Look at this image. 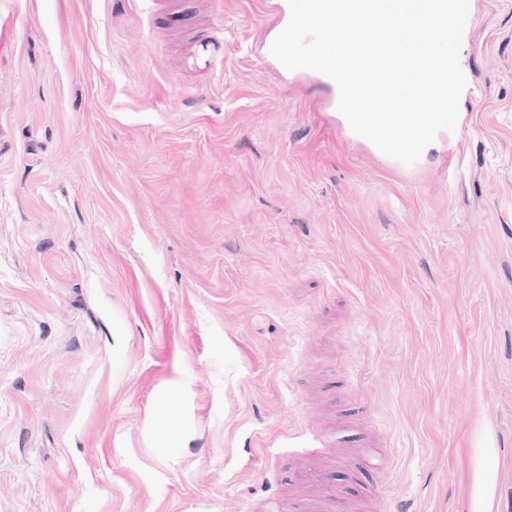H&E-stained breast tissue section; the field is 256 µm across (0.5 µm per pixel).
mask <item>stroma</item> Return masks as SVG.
I'll return each mask as SVG.
<instances>
[{"label": "stroma", "mask_w": 512, "mask_h": 512, "mask_svg": "<svg viewBox=\"0 0 512 512\" xmlns=\"http://www.w3.org/2000/svg\"><path fill=\"white\" fill-rule=\"evenodd\" d=\"M470 13L407 166L265 55L287 0H0V512H512V0Z\"/></svg>", "instance_id": "obj_1"}]
</instances>
